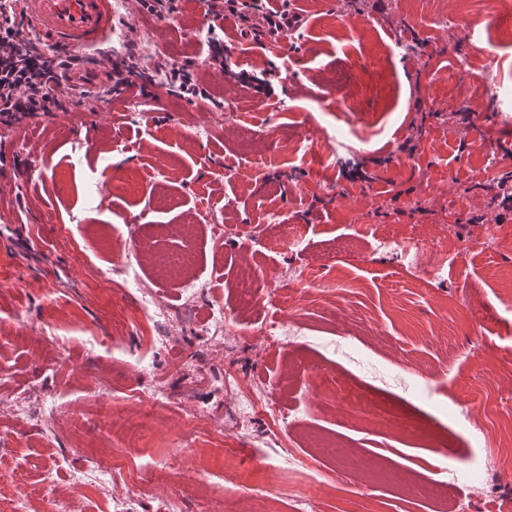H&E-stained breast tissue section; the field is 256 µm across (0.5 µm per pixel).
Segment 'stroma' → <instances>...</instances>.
I'll return each instance as SVG.
<instances>
[{
	"label": "stroma",
	"mask_w": 512,
	"mask_h": 512,
	"mask_svg": "<svg viewBox=\"0 0 512 512\" xmlns=\"http://www.w3.org/2000/svg\"><path fill=\"white\" fill-rule=\"evenodd\" d=\"M112 7L113 61L131 39L196 60L224 107L159 89L0 125V512H430L443 455L466 502L512 512V207L489 191L512 176V0H291L285 41L196 0ZM265 69L268 96L234 78ZM141 240L191 262L170 277ZM248 270L256 305L227 287ZM250 387L286 425L242 412ZM208 34L209 36L206 42L208 53L206 59H209V64L212 66H217L216 64H218L217 69L224 73V68L227 69L228 67V56L225 54L224 58V39L219 36L214 26H208Z\"/></svg>",
	"instance_id": "1"
}]
</instances>
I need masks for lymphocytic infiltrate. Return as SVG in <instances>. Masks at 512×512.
Returning <instances> with one entry per match:
<instances>
[{
    "instance_id": "f902f5d3",
    "label": "lymphocytic infiltrate",
    "mask_w": 512,
    "mask_h": 512,
    "mask_svg": "<svg viewBox=\"0 0 512 512\" xmlns=\"http://www.w3.org/2000/svg\"><path fill=\"white\" fill-rule=\"evenodd\" d=\"M19 0H0V124L12 125L42 112L96 111L99 103L129 90L148 96L150 88L162 87L189 103H213L214 98L196 73L195 61L177 63L155 61L145 67L137 53L122 63L112 64L105 83L93 94L72 95L65 86V73L77 65L79 55L58 54L51 47L23 41L21 28L25 15ZM236 14L252 32L276 36L295 26L288 8L268 10L267 0H212L211 12Z\"/></svg>"
}]
</instances>
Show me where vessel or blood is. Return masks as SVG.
Instances as JSON below:
<instances>
[{
	"label": "vessel or blood",
	"mask_w": 512,
	"mask_h": 512,
	"mask_svg": "<svg viewBox=\"0 0 512 512\" xmlns=\"http://www.w3.org/2000/svg\"><path fill=\"white\" fill-rule=\"evenodd\" d=\"M22 8L36 31L59 48L103 45L115 28L111 0H22Z\"/></svg>",
	"instance_id": "vessel-or-blood-1"
}]
</instances>
